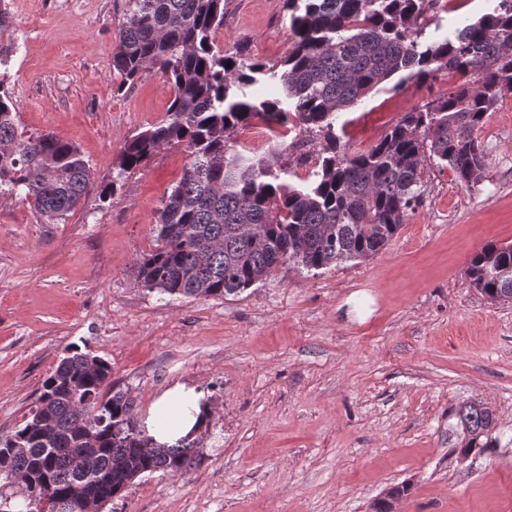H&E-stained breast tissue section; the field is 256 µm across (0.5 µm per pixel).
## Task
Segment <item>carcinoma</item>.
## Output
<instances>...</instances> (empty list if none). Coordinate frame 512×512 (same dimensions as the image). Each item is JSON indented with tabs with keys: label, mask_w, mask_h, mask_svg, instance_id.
Masks as SVG:
<instances>
[{
	"label": "carcinoma",
	"mask_w": 512,
	"mask_h": 512,
	"mask_svg": "<svg viewBox=\"0 0 512 512\" xmlns=\"http://www.w3.org/2000/svg\"><path fill=\"white\" fill-rule=\"evenodd\" d=\"M225 2L125 0L112 66L124 83L162 72L173 99L165 120L126 141L112 187L167 146L181 145L189 156L158 209L157 246L137 263L142 285L171 297H224L286 263L317 271L362 262L387 245L421 199L425 161L450 169L460 185L482 181L486 154L477 132L501 89L512 87V0L430 43L421 38L440 0H283L292 44L271 67L242 45L226 51L213 42ZM443 72L462 78L455 91L405 113L367 150L340 145V111L395 76L398 88ZM261 78L285 99L250 98ZM291 117L315 136L321 158L301 188L286 180L288 147L266 156L236 150L238 133L254 119ZM93 188L74 144L20 129L0 80V196L31 198L47 223L58 224ZM466 274L490 301L511 302L512 243H486ZM111 375V365L89 353L60 360L23 422L0 437V488L24 477L47 512H70L77 492L105 504L141 475H177L197 464L196 440L158 445L128 392L103 395ZM455 417L467 439L461 452L491 445L482 404L463 403Z\"/></svg>",
	"instance_id": "obj_1"
}]
</instances>
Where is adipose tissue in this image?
<instances>
[{"instance_id":"obj_1","label":"adipose tissue","mask_w":512,"mask_h":512,"mask_svg":"<svg viewBox=\"0 0 512 512\" xmlns=\"http://www.w3.org/2000/svg\"><path fill=\"white\" fill-rule=\"evenodd\" d=\"M211 406L203 393L177 385L165 392L149 410L143 425L155 443L171 445L206 424Z\"/></svg>"}]
</instances>
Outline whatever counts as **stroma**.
I'll return each mask as SVG.
<instances>
[{
  "label": "stroma",
  "instance_id": "stroma-1",
  "mask_svg": "<svg viewBox=\"0 0 512 512\" xmlns=\"http://www.w3.org/2000/svg\"><path fill=\"white\" fill-rule=\"evenodd\" d=\"M0 66L29 134L75 144L97 184L111 183L132 136L172 100L152 70L123 82L112 68L125 0H6ZM216 43L267 65L291 46L283 0H227ZM459 79L385 82L341 111L352 151ZM300 129L257 119L238 139L265 155ZM482 181L459 185L426 162L424 193L389 243L362 262L314 275L294 267L226 297L172 298L138 283L156 245L166 194L188 162L182 146L131 171L111 199L85 197L65 223L33 201L0 198V436L11 435L72 348L112 367L137 417L170 387L212 406L200 459L182 475L135 479L104 512H368L410 484L400 512H463L491 492L512 512V304L486 300L465 274L485 243L512 242V92L478 132ZM481 401L496 417L491 447L460 455L454 411Z\"/></svg>",
  "mask_w": 512,
  "mask_h": 512
}]
</instances>
